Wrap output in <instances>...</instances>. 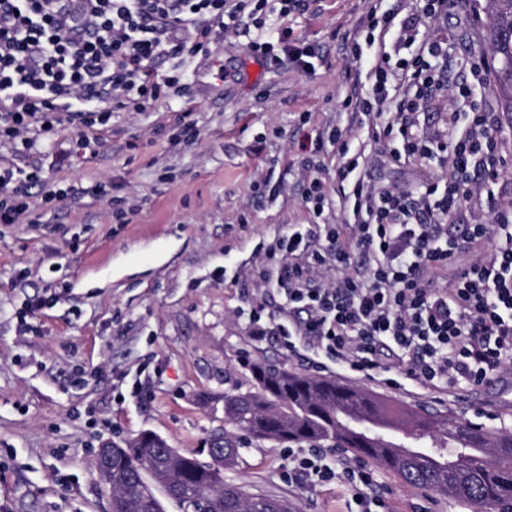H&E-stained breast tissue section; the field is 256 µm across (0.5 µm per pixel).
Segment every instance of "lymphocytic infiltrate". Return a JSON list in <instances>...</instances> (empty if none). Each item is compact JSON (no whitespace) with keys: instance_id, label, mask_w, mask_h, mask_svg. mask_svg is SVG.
<instances>
[{"instance_id":"lymphocytic-infiltrate-1","label":"lymphocytic infiltrate","mask_w":512,"mask_h":512,"mask_svg":"<svg viewBox=\"0 0 512 512\" xmlns=\"http://www.w3.org/2000/svg\"><path fill=\"white\" fill-rule=\"evenodd\" d=\"M267 0H0V144L30 147L34 135L84 116L89 100L108 116L144 112L160 96L182 91L180 74L158 76L164 56L198 53L233 34L239 17L265 28ZM367 0L362 33L346 47L356 69L348 102L356 126L317 138L312 153L336 150L343 184L335 222L331 197L307 173L303 204L312 221L294 224L268 248L253 275L286 299L260 336L283 337L338 367L370 375L388 353L407 359L404 375L434 388H475L512 369V115L486 105L488 59L448 72L454 31L422 34L457 0ZM413 48L411 58L400 55ZM444 106L442 130L425 135L419 117ZM367 143L383 144L397 165L438 162L445 181L395 185L373 179ZM474 258L447 283L436 281L459 252ZM319 482L349 487L367 508L373 472L314 468Z\"/></svg>"}]
</instances>
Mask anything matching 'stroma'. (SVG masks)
<instances>
[{
  "mask_svg": "<svg viewBox=\"0 0 512 512\" xmlns=\"http://www.w3.org/2000/svg\"><path fill=\"white\" fill-rule=\"evenodd\" d=\"M364 10L365 0H307L305 11L269 15L307 47L314 72L254 51L259 32L243 17L206 53L158 60L160 74L181 69L183 97L40 135L27 151L0 147V168L37 175L19 187L29 222L0 224V512H109L94 453L145 431L207 461L224 396L250 387L256 362L512 432L510 373L474 389H392L253 334L261 297L250 269L275 235L310 221L302 161L323 128L350 118L355 65L344 47ZM184 107L191 139L173 125ZM269 173L280 195L255 196ZM312 455L331 469L366 463L386 512H470L328 446L252 440L224 478L298 512H359L347 491L296 471Z\"/></svg>",
  "mask_w": 512,
  "mask_h": 512,
  "instance_id": "1",
  "label": "stroma"
}]
</instances>
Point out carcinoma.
<instances>
[{
    "label": "carcinoma",
    "mask_w": 512,
    "mask_h": 512,
    "mask_svg": "<svg viewBox=\"0 0 512 512\" xmlns=\"http://www.w3.org/2000/svg\"><path fill=\"white\" fill-rule=\"evenodd\" d=\"M484 16V41L496 65L493 83L500 110L512 114V0H474ZM253 384L244 392L224 396V461L203 463L171 450L159 458L153 445L138 436L113 446L112 508L117 512H164L139 481L141 472L161 473L170 499L186 512L208 501L205 512H296L284 498L253 495L224 480V469L238 458L235 431L259 441L329 442L375 459L414 487L449 494L472 512L489 504L512 512V433L476 427L453 419L428 420L423 432L428 450L408 451L384 431L406 430L418 414L392 408L376 394L285 369L251 367ZM460 444L448 447V435Z\"/></svg>",
    "instance_id": "cac0c4a2"
}]
</instances>
